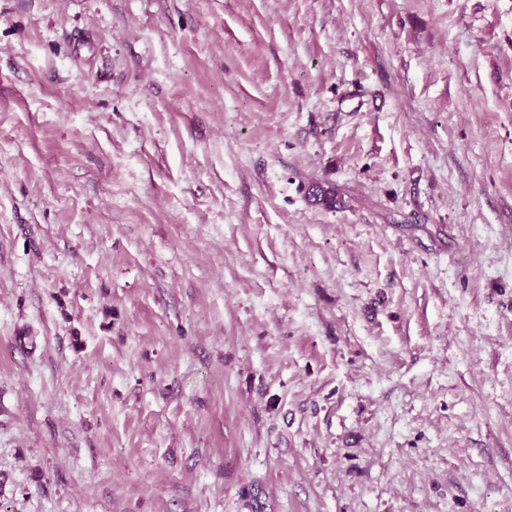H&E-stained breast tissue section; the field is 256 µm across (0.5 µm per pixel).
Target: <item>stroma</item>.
Segmentation results:
<instances>
[{"label": "stroma", "instance_id": "obj_1", "mask_svg": "<svg viewBox=\"0 0 512 512\" xmlns=\"http://www.w3.org/2000/svg\"><path fill=\"white\" fill-rule=\"evenodd\" d=\"M0 512H512V0H0ZM339 191L330 184H316L308 189V199L314 205H320L325 209H335L341 203L338 198Z\"/></svg>", "mask_w": 512, "mask_h": 512}]
</instances>
